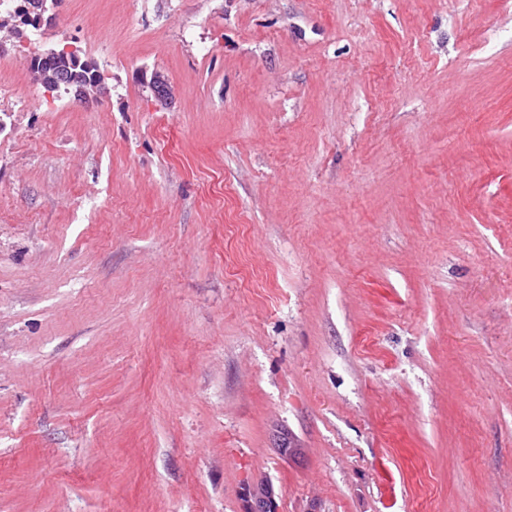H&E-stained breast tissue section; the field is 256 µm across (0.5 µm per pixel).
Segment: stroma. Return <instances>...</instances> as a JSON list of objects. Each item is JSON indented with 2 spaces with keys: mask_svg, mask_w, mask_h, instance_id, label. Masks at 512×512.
<instances>
[{
  "mask_svg": "<svg viewBox=\"0 0 512 512\" xmlns=\"http://www.w3.org/2000/svg\"><path fill=\"white\" fill-rule=\"evenodd\" d=\"M55 13L0 38V512H244L261 479L512 512V0ZM62 47L92 102L34 83ZM78 55V54H77ZM59 69H68L76 77V81L82 87L92 86L98 79H102L103 72L94 63H89L78 57H63L55 54L36 53L31 56L30 70L35 80L48 91H63L73 96V87L66 91L63 86L57 88L51 83V75Z\"/></svg>",
  "mask_w": 512,
  "mask_h": 512,
  "instance_id": "35a3bbf8",
  "label": "stroma"
}]
</instances>
